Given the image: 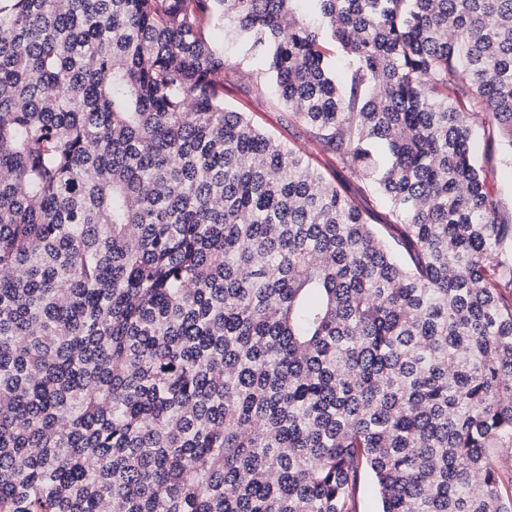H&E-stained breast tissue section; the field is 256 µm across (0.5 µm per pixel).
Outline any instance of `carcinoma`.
<instances>
[{
  "mask_svg": "<svg viewBox=\"0 0 512 512\" xmlns=\"http://www.w3.org/2000/svg\"><path fill=\"white\" fill-rule=\"evenodd\" d=\"M300 2L0 0V512H512V0ZM212 32V39L217 46L224 49V58L242 72L238 85L227 86L224 90V103L238 112H247L254 122L262 128L279 136L290 147L299 149L310 156L313 162L325 167L330 176L336 167L330 156L321 150L300 126L288 124L285 112L271 107L266 101L248 96L240 83H247V73L262 68L258 56L248 50L250 41L245 34L232 32L224 27V20L219 19ZM479 163L488 173L489 185L501 198V220L512 224V172L502 161L500 144L497 139H480L476 144ZM493 456L496 459L500 476V490L507 500L512 498V450L494 448ZM380 503L374 480L367 474L361 482L357 497V512H378Z\"/></svg>",
  "mask_w": 512,
  "mask_h": 512,
  "instance_id": "cac0c4a2",
  "label": "carcinoma"
}]
</instances>
